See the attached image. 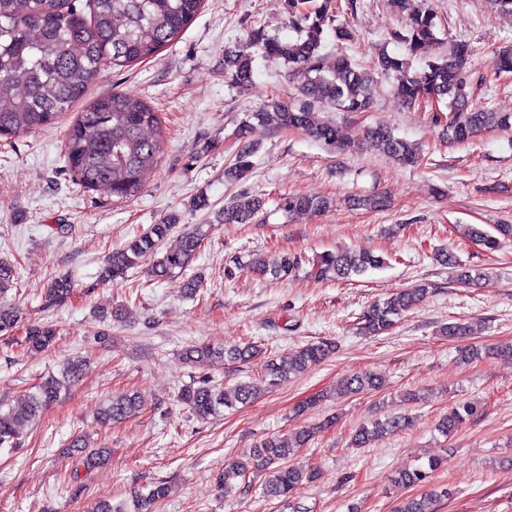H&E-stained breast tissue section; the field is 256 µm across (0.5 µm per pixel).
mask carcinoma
Returning a JSON list of instances; mask_svg holds the SVG:
<instances>
[{
	"instance_id": "cac0c4a2",
	"label": "carcinoma",
	"mask_w": 512,
	"mask_h": 512,
	"mask_svg": "<svg viewBox=\"0 0 512 512\" xmlns=\"http://www.w3.org/2000/svg\"><path fill=\"white\" fill-rule=\"evenodd\" d=\"M332 0H322L317 7L311 0H288V10L300 25L295 42L267 39L257 35L252 42L264 56L288 63L289 77L297 83L303 101L288 104L273 101L266 109L252 114L260 126L273 129L302 131L341 152L353 148L350 138L330 122L317 119L314 108L327 105L343 112H366L370 108L368 86L372 75L347 55L331 60L320 52L324 27H331L337 44L352 42L355 31L346 22L333 23L328 15ZM202 0H0V137L45 128L69 111L81 100L88 88L100 80L109 65L123 66L142 62L157 53L184 31L195 19ZM436 24L431 14H418L409 19L407 34L394 35L401 41L406 54L422 60L419 70H410L408 63L396 56L384 54L377 58L375 70L384 75L396 74L395 93L402 103L412 108L428 102L448 101L450 112L434 115L442 127L444 139L462 145L479 134L496 128L512 127V113L493 112L473 104L471 81L465 71L471 54L469 45L455 41L448 50L436 55L439 45ZM495 73H512V48L500 49L493 60ZM225 79L244 86L253 79V55L236 53L224 62ZM388 157L407 165H415L420 155L415 145L396 136L385 126L367 131ZM165 128L158 112L145 102L114 92L88 103L69 126L65 141L67 171L81 187L104 190L119 200L137 196L145 176L161 163L164 153ZM256 153L254 143L244 141L234 162L224 170L229 182L245 178L253 169ZM358 208L382 210L388 200L382 194L350 199ZM263 202L240 194L224 206L226 224H245L261 211ZM279 208L295 212H322L331 207L326 197L287 195L279 199ZM176 225L153 224L124 247L112 252L101 278L115 281L144 258L152 259L151 272L158 278L183 271L198 253L209 230L202 224L188 227L179 234L175 247L162 249L163 241ZM498 235L467 224L464 234L489 252L497 250L499 237H511V224L496 225ZM437 261L454 270L459 284L476 285L488 276L483 269L464 267L450 250H441ZM300 259L292 254L258 255L251 267L274 278H283L295 271ZM384 265L383 258L372 252L337 251L319 256L314 276L322 280H342L362 275ZM436 285L418 284L365 308L358 317L357 329L364 336H379L391 330L404 314L416 308ZM74 283L60 277L46 289L49 306L64 305L74 293ZM20 322L11 308H0V334H9ZM441 335L463 339L475 334L470 321L449 323L440 329ZM55 329L45 323H28L22 342L30 350L46 351L54 343ZM257 347L251 343L234 347H214L195 344L186 348L182 360L195 367L207 366L217 360L244 363L253 358ZM336 353V343L330 339L308 342L290 350L267 365L262 382L272 386L277 382L307 371ZM83 371V359L76 357L66 363L60 375H50L40 382L34 393L6 412L0 411V447H14L18 430L34 421L45 409L58 402L69 391ZM381 388L379 379L368 372L343 377L339 390L358 395ZM261 386L240 382L231 388L206 377L185 386L180 399L201 418L234 410L257 398ZM140 410L138 397L124 393L115 396L99 409V419L105 424L121 423ZM475 414L470 403L458 404L440 418L436 430L448 437ZM406 426V417L395 416L376 420L359 429L352 439L357 448L375 438L398 432ZM317 428L303 427L291 434L265 438L250 451L238 455L224 468L218 484L229 488L238 479L256 470L268 471L265 494L272 499L297 493L317 479L314 467L291 462L295 449L305 447ZM70 453L79 456L89 467L106 461L105 448L86 450L80 440L73 441ZM442 460L431 457L427 465L398 475L406 485L425 482L437 470ZM175 490L170 481L158 482L145 494L133 500L132 512H157L158 506ZM448 491H434L404 502L396 512H432V500L445 497Z\"/></svg>"
}]
</instances>
